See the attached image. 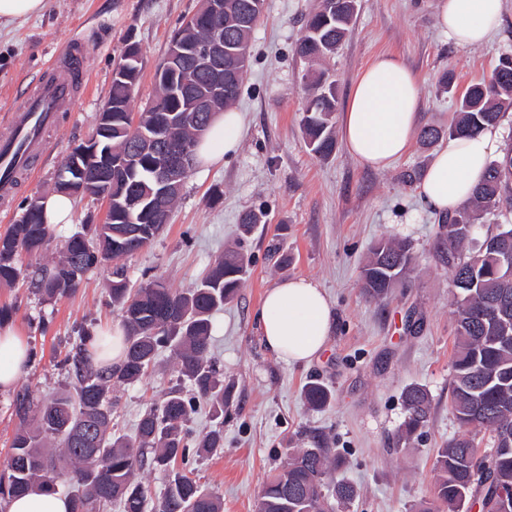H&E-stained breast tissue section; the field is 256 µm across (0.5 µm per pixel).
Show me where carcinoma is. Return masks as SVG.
<instances>
[{"mask_svg":"<svg viewBox=\"0 0 512 512\" xmlns=\"http://www.w3.org/2000/svg\"><path fill=\"white\" fill-rule=\"evenodd\" d=\"M224 15L194 13L172 37L188 47L224 36L226 50L249 45L260 21L265 0H224ZM253 25L241 26L240 15ZM357 17L356 0H317L308 15L295 51L311 69L303 79L309 88L301 123L310 152L329 158L335 148L336 90L316 71L350 32ZM247 66H236L219 112L239 97ZM140 78L139 48L128 43L112 75V136L99 134V152H112V166L121 167L112 181V211L102 224H84L69 236L49 267L38 269L39 292L53 299L79 287L83 276L106 263L150 245L164 229L179 193L159 197L156 171L159 150L146 148L143 133L163 137L179 151L196 158L195 148L212 119L207 112H188L191 96L208 84L210 75L191 57L164 61L155 74L156 93L133 120L130 110ZM512 108V55L499 59L489 80L470 85L458 100L448 127L450 136H469L487 126H498ZM80 174L68 172L55 191L80 193L91 163L81 162ZM20 222L0 234V286L23 275L20 257L40 254L54 235L46 223L42 202L23 208ZM512 145L492 161L472 199L445 220L450 226L435 245V258L451 274L456 336L450 375V401L460 425L490 432L492 445L482 449L464 433L438 449L433 499L417 512H466L479 504L481 512H502L512 504V341L499 330L512 328V277L498 265L504 250L512 251ZM492 216L504 218L478 229ZM412 246L405 240L382 239L372 245L362 270V288L373 299L385 298L412 263ZM247 273V261L228 251L209 265L193 288L174 291L160 278L133 290L124 269L112 271L107 290L110 303L120 308L126 328L124 360L101 367L91 358L99 336L81 327L60 364L72 386L35 401L24 388L13 395L19 420L5 467L0 472V504L33 492H56L72 487L71 512H224L223 501L200 489L189 467L196 457L224 447V431L216 425L197 437L188 423L206 405L216 420L232 402V386L210 355L213 312L234 299ZM162 350L171 352L179 383L170 387L157 407L140 416L132 436L112 433V384H134L155 366ZM309 407L318 409L331 399L330 390L311 380L303 389ZM407 416L399 440L407 444L428 422L431 398L426 389L412 386L404 393ZM479 461L480 475L472 471ZM66 465H61V462ZM340 464L323 441L312 438L306 448H295L265 483L256 512H335L332 502L352 500L356 489L336 477ZM158 473L164 492L150 504L140 473Z\"/></svg>","mask_w":512,"mask_h":512,"instance_id":"cac0c4a2","label":"carcinoma"}]
</instances>
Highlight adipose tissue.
I'll use <instances>...</instances> for the list:
<instances>
[{
	"label": "adipose tissue",
	"mask_w": 512,
	"mask_h": 512,
	"mask_svg": "<svg viewBox=\"0 0 512 512\" xmlns=\"http://www.w3.org/2000/svg\"><path fill=\"white\" fill-rule=\"evenodd\" d=\"M503 0H437L436 18L449 41L481 45L499 24ZM417 76L397 58L382 54L359 74L341 119L347 152L361 165L387 169L412 143L418 123ZM242 115H216L198 147L201 164L218 162L239 146ZM501 145L498 128L450 140L426 167L417 192L430 210L453 214L467 203L486 165ZM326 293L305 278L286 279L267 290L256 312L268 351L287 363H307L323 351L333 329ZM28 345L14 328L0 327V390H10L27 366Z\"/></svg>",
	"instance_id": "obj_1"
}]
</instances>
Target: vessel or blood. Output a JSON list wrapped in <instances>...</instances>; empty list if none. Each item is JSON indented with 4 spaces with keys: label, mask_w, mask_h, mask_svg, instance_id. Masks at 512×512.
I'll list each match as a JSON object with an SVG mask.
<instances>
[{
    "label": "vessel or blood",
    "mask_w": 512,
    "mask_h": 512,
    "mask_svg": "<svg viewBox=\"0 0 512 512\" xmlns=\"http://www.w3.org/2000/svg\"><path fill=\"white\" fill-rule=\"evenodd\" d=\"M83 50V42L75 37L54 55L45 75L26 93L0 133V199L11 195L16 173L30 169L46 151L45 130L75 98L84 73Z\"/></svg>",
    "instance_id": "b4317fda"
}]
</instances>
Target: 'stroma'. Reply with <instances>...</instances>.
<instances>
[{"label":"stroma","instance_id":"stroma-1","mask_svg":"<svg viewBox=\"0 0 512 512\" xmlns=\"http://www.w3.org/2000/svg\"><path fill=\"white\" fill-rule=\"evenodd\" d=\"M313 3L266 0L234 105L244 119L238 150L217 164L195 166L170 223L151 245L119 264L133 286L159 277L184 290L225 250L239 251L249 261L237 297L213 319L214 352L225 383L233 387L224 446L192 465L200 488L220 497L224 512H255L268 478L290 449L307 446L313 435L325 439L341 462V476L357 488L356 497L339 504L338 512H415L433 496L438 448L463 432L448 393L455 340L450 274L433 257L444 232L442 217L426 208L416 184L404 179L407 172H424L436 150L413 141L385 170L362 166L341 143L325 160L308 150L301 126L307 65L294 48ZM433 4L357 0L356 22L326 63L340 102H347L359 72L388 53L419 79V126L447 128L455 101L441 92L442 75L452 72L462 91L489 75L502 55L512 54V0H504L498 30L469 49L441 33ZM198 7L199 0H47L42 14L0 25V117L18 107L46 61L77 31L86 73L71 107L59 114L36 171L20 178L7 209H0V234L28 201L51 194L65 156L91 137L125 43L140 48L133 100L139 112L154 97V74L172 34ZM249 210L263 212L264 218L247 232L240 217ZM104 219V205L75 199L71 221L58 227L56 240L42 256H22L25 275L15 287L0 288V305L13 309L11 327L34 353L16 386L30 389L35 399L68 388L59 361L75 328L84 324L100 331L121 320L105 290L110 266L89 273L76 292L54 299L43 297L28 275L52 264L63 238ZM382 238L409 239L414 268L387 298L372 302L362 293L361 273L370 247ZM299 277L325 291L336 324L317 359L288 364L265 347L255 312L269 288ZM312 377L332 392L320 410L310 409L302 392ZM175 382L173 360L164 354L143 382L113 385L116 432L134 434L140 414ZM410 385L429 391L431 411L421 434L401 446L402 394Z\"/></svg>","mask_w":512,"mask_h":512}]
</instances>
